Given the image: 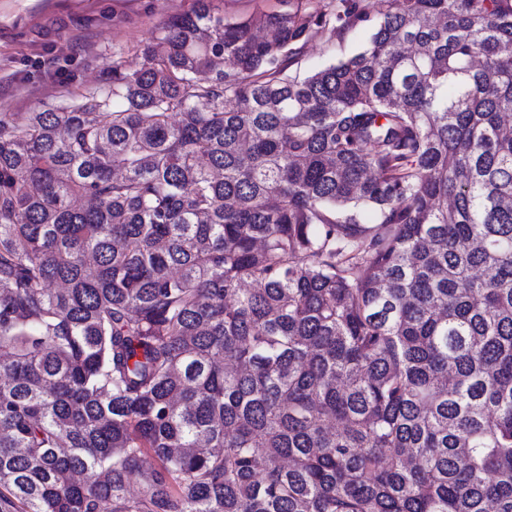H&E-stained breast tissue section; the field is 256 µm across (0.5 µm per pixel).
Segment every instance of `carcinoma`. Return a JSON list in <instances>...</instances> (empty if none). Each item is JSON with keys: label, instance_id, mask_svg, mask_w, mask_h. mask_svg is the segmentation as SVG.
<instances>
[{"label": "carcinoma", "instance_id": "obj_1", "mask_svg": "<svg viewBox=\"0 0 512 512\" xmlns=\"http://www.w3.org/2000/svg\"><path fill=\"white\" fill-rule=\"evenodd\" d=\"M379 4L0 113V512H512V0ZM370 20L361 25L332 36L326 31H312L300 54L290 63L285 74L300 78L310 75L315 69L346 60L361 52L367 44L378 16L377 0H359Z\"/></svg>", "mask_w": 512, "mask_h": 512}]
</instances>
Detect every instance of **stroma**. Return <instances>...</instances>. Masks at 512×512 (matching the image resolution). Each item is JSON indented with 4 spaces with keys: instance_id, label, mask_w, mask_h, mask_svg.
I'll use <instances>...</instances> for the list:
<instances>
[{
    "instance_id": "stroma-1",
    "label": "stroma",
    "mask_w": 512,
    "mask_h": 512,
    "mask_svg": "<svg viewBox=\"0 0 512 512\" xmlns=\"http://www.w3.org/2000/svg\"><path fill=\"white\" fill-rule=\"evenodd\" d=\"M197 0H0V112L62 109L87 88L104 85L116 64L136 67L138 47L161 34L173 14ZM368 22L333 36L311 32L285 73L315 69L361 52L377 0H360Z\"/></svg>"
}]
</instances>
